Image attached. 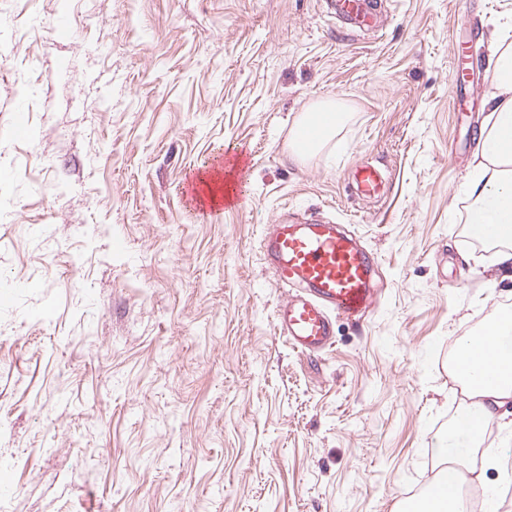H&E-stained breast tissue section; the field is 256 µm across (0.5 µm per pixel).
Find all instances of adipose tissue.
I'll return each mask as SVG.
<instances>
[{"label":"adipose tissue","mask_w":512,"mask_h":512,"mask_svg":"<svg viewBox=\"0 0 512 512\" xmlns=\"http://www.w3.org/2000/svg\"><path fill=\"white\" fill-rule=\"evenodd\" d=\"M495 80L490 112L480 131L475 150L476 163L465 186L471 199L468 232L481 236L485 227H512V27L501 26L487 59ZM349 112L344 103L323 99L310 104L297 121L298 127L319 123L321 132L312 146L292 144L290 154L303 160L322 148L336 133ZM495 378L490 382L469 380L473 400L465 409L467 417L486 423L512 416V349L492 358Z\"/></svg>","instance_id":"obj_1"}]
</instances>
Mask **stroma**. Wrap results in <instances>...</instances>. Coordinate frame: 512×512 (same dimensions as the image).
<instances>
[{
    "mask_svg": "<svg viewBox=\"0 0 512 512\" xmlns=\"http://www.w3.org/2000/svg\"><path fill=\"white\" fill-rule=\"evenodd\" d=\"M511 12L382 0L367 31L325 0H0V512H395L434 483L464 407L449 353L512 311L464 193ZM321 98L352 118L292 160ZM231 143L244 200L200 213ZM313 214L377 256L379 294L305 355L259 240ZM502 434L456 455L486 512H512ZM355 180L359 194L364 197L376 195L382 187L381 173L372 165H365L358 168Z\"/></svg>",
    "mask_w": 512,
    "mask_h": 512,
    "instance_id": "35a3bbf8",
    "label": "stroma"
}]
</instances>
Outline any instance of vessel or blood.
Instances as JSON below:
<instances>
[{"instance_id":"b4317fda","label":"vessel or blood","mask_w":512,"mask_h":512,"mask_svg":"<svg viewBox=\"0 0 512 512\" xmlns=\"http://www.w3.org/2000/svg\"><path fill=\"white\" fill-rule=\"evenodd\" d=\"M331 6L354 23L367 26L372 21L365 0H331ZM355 180L365 197L382 187L381 173L371 165L358 168ZM260 251L277 284L290 291L275 308L274 325L299 352L330 348L337 319L359 321L377 301L376 260L336 225L319 221L271 225L260 241Z\"/></svg>"}]
</instances>
